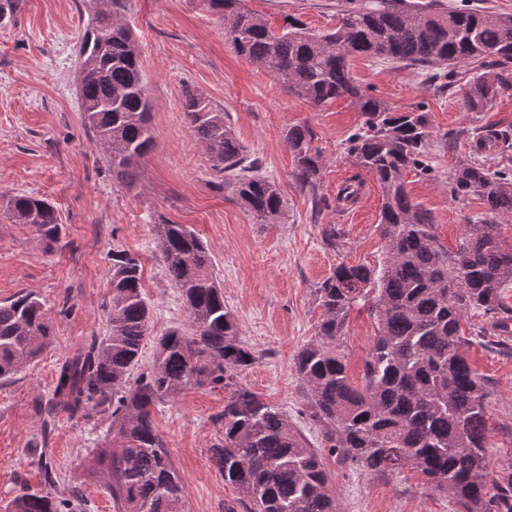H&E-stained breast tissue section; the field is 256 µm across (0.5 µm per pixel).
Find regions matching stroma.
Returning a JSON list of instances; mask_svg holds the SVG:
<instances>
[{
  "label": "stroma",
  "mask_w": 512,
  "mask_h": 512,
  "mask_svg": "<svg viewBox=\"0 0 512 512\" xmlns=\"http://www.w3.org/2000/svg\"><path fill=\"white\" fill-rule=\"evenodd\" d=\"M274 29L293 17L323 32L336 26L345 0H247ZM93 13L90 0H19L0 20V196L29 194L57 210L63 235L45 250L32 229L0 212V303L31 292L48 313L49 339L37 359L0 382V506L20 486L59 499L77 498L78 512H115L107 473L97 461L112 447V420L59 417L49 421L59 363L86 337L104 335L111 299L112 254L137 256L143 293L151 309L152 339L142 349L137 373L153 359L155 336L187 328V308L166 277L157 244L159 223L185 224L205 246L212 271L224 289L241 340L255 361L238 371V384L285 412L311 447L323 448L324 426L309 411L307 392L296 372L299 351L317 341L323 309L317 290L337 265L378 266L384 258L379 215L382 192L360 171L346 140L362 117L353 99L313 106L271 73L239 55L221 20L203 0H126L123 18L141 50V67L151 103L152 150L140 159L132 184H119L93 132L82 119L78 95L79 42ZM356 83L405 112L421 106L429 114L432 138L428 173L411 169L404 179L411 198L427 209L434 232L456 251L468 224L486 217L480 196L462 199L448 192L458 160L495 171L512 169V150L473 148L480 127L512 133V88L501 90L482 110L463 104L462 88L443 93L421 70L378 59L349 60ZM202 93L223 112L263 173L285 201L280 223L259 224L224 186L208 155L188 128L182 103L186 91ZM307 126L321 156L318 195L296 179V165L284 134ZM359 178L358 198L337 200L341 185ZM336 227L327 243L325 225ZM483 311L462 321L464 353L491 387L487 417L490 468L502 485L512 484V349L492 347ZM375 327L367 310L351 311L339 345L353 382H360ZM222 388L195 384L152 406V417L180 476L189 512H222L240 498L213 467L217 418L224 411ZM45 452L47 469L33 464ZM341 512H458L419 471L365 474L325 457Z\"/></svg>",
  "instance_id": "stroma-1"
}]
</instances>
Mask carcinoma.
Masks as SVG:
<instances>
[{"mask_svg":"<svg viewBox=\"0 0 512 512\" xmlns=\"http://www.w3.org/2000/svg\"><path fill=\"white\" fill-rule=\"evenodd\" d=\"M228 24L237 53L281 79L315 106L341 96L355 100L360 126L347 140L354 163L372 174L383 193L379 227L385 241L377 267L340 265L317 291L324 311L319 340L300 350L296 371L308 392L311 415L325 426L330 454L364 472L411 467L424 474L461 512H512V496L494 479L486 451L489 391L462 352L461 322L469 310L497 315L490 334L512 336V308L501 290L512 285V247L484 219L448 254L433 232L430 212L411 199L409 168L427 170L429 113L394 112L358 86L348 58L368 56L436 74L438 88L456 87L457 67L493 56L512 63V17L465 6L448 9L428 0L351 4L336 28L312 33L288 22L282 31L250 10L246 0H205ZM123 0H100L80 40L83 123L107 152L112 179L129 183L152 148L150 101L138 44L122 20ZM465 106L483 108L499 84L479 75L467 81ZM187 122L213 166L259 224H277L284 201L259 160L246 154L224 113L201 93L184 101ZM302 188L317 196L321 167L308 127L285 132ZM512 147V135L489 131L474 139ZM455 198L477 193L493 217H512V173L490 172L461 161L448 177ZM17 224H26L48 250L60 242L55 207L26 194L0 198ZM166 276L187 307L190 331L155 338L148 371L130 381L150 337V307L142 292L139 259L112 253L106 334L92 336L57 369L53 412L92 421L112 417L118 446L98 458L118 512H186L183 484L173 468L150 407L191 382L229 391L219 418L221 436L211 459L224 482L246 501L223 512H340L322 454L294 430L288 415L239 386L237 371L254 360L240 340L206 250L185 224L157 225ZM365 308L377 333L361 386L350 382L339 340L354 308ZM47 340V312L30 293L0 304V380L33 362ZM4 512H76L67 500L21 487Z\"/></svg>","mask_w":512,"mask_h":512,"instance_id":"cac0c4a2","label":"carcinoma"}]
</instances>
